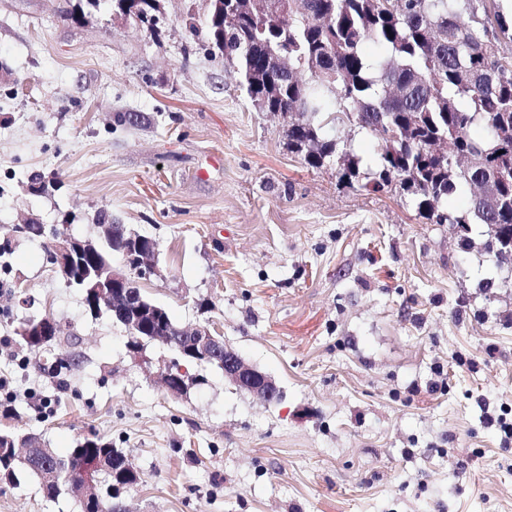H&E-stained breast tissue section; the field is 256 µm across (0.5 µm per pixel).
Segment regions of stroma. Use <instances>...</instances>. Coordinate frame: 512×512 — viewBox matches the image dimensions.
<instances>
[{"instance_id":"1","label":"stroma","mask_w":512,"mask_h":512,"mask_svg":"<svg viewBox=\"0 0 512 512\" xmlns=\"http://www.w3.org/2000/svg\"><path fill=\"white\" fill-rule=\"evenodd\" d=\"M160 5L154 34L85 0H0V379L17 395L0 431L58 452L110 440L140 474L126 512H512V447L481 406L512 407V288L479 286L482 226L462 251L409 199L309 168L209 52L205 0ZM34 173L51 187L30 190ZM102 210L157 241L144 292L215 327L281 402L194 365L199 384L170 396L172 351L131 356L124 326L92 318L43 243L13 233L93 237ZM44 314L64 334L28 351L17 330ZM50 355L76 359L66 387ZM0 512L80 504L22 473Z\"/></svg>"}]
</instances>
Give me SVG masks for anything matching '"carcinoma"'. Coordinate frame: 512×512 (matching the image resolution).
I'll return each instance as SVG.
<instances>
[{"instance_id": "carcinoma-1", "label": "carcinoma", "mask_w": 512, "mask_h": 512, "mask_svg": "<svg viewBox=\"0 0 512 512\" xmlns=\"http://www.w3.org/2000/svg\"><path fill=\"white\" fill-rule=\"evenodd\" d=\"M288 27H279L260 0L239 16L234 27L213 18L208 39L224 35L239 84L264 112L288 115V150L312 169L336 163L339 180H360L364 157L348 146L343 132L377 140L370 157L375 167L365 186L374 192L399 190L430 224H449L463 245L459 263L468 262L472 225L486 227L484 253L494 267L512 258V14L499 0H281ZM381 53L372 56L363 45ZM288 55V67L260 73L263 59ZM317 62L323 75L311 70ZM452 151L442 160L432 154L438 140ZM498 176L497 194L481 198L476 179ZM467 195L460 211L448 198ZM505 270V269H503ZM512 283V268L485 289ZM157 311L151 336L176 325L168 311ZM61 335H20L31 350ZM74 360L51 358L43 370L65 385ZM12 432H0V481L12 482L18 466L67 474L74 485L94 488L81 512H112L120 489L138 483L139 474L112 442L85 438L66 455L41 446L22 459L7 447Z\"/></svg>"}]
</instances>
